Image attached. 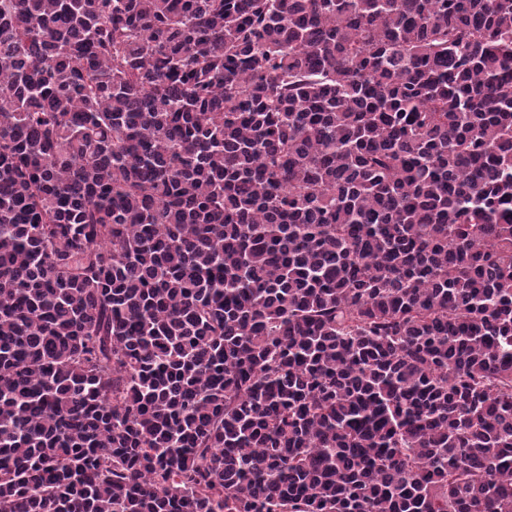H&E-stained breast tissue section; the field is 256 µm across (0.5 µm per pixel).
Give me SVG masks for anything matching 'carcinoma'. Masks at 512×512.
<instances>
[{
  "instance_id": "1",
  "label": "carcinoma",
  "mask_w": 512,
  "mask_h": 512,
  "mask_svg": "<svg viewBox=\"0 0 512 512\" xmlns=\"http://www.w3.org/2000/svg\"><path fill=\"white\" fill-rule=\"evenodd\" d=\"M0 512H512V0H0Z\"/></svg>"
}]
</instances>
